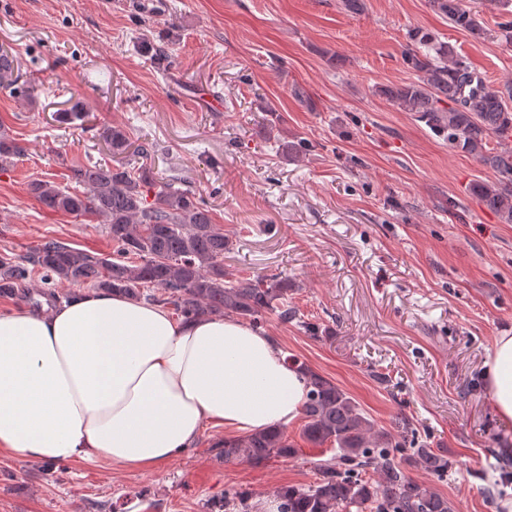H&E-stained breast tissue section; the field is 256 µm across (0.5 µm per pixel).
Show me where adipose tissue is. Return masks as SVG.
Wrapping results in <instances>:
<instances>
[{"label": "adipose tissue", "mask_w": 512, "mask_h": 512, "mask_svg": "<svg viewBox=\"0 0 512 512\" xmlns=\"http://www.w3.org/2000/svg\"><path fill=\"white\" fill-rule=\"evenodd\" d=\"M512 421V336L484 362ZM305 399L275 339L240 321H174L117 293L47 312L0 310V454L33 464L105 459L152 471L206 425L249 435L292 423Z\"/></svg>", "instance_id": "obj_1"}]
</instances>
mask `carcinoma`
I'll return each mask as SVG.
<instances>
[{"instance_id":"obj_1","label":"carcinoma","mask_w":512,"mask_h":512,"mask_svg":"<svg viewBox=\"0 0 512 512\" xmlns=\"http://www.w3.org/2000/svg\"><path fill=\"white\" fill-rule=\"evenodd\" d=\"M437 12L455 28L475 38L484 29L464 0H431ZM411 48L406 65L417 78L409 83L378 87L380 95L404 112H412L438 137L476 158L493 179L472 185L471 194L512 224V85H491L483 73L463 60L456 48L430 31L408 32ZM11 57L0 54V85L15 82ZM114 156L144 157L147 148L132 147L126 130L107 125L101 132ZM495 139L503 147H489ZM22 154V147L0 133V167ZM72 179L84 187L70 191L35 179L31 193L46 208L72 215L94 214L107 224L117 245L105 258L49 240L22 260L0 259V297L19 298L33 306L57 301L54 291L32 295L25 283L28 266L45 270L60 283L83 284L98 291H118L133 299L169 305L183 319L202 315L236 317L259 328L267 314L283 322L297 319L288 304L295 284L280 275L233 278L224 271L228 240L213 222L210 209L189 188L174 180L162 182L145 164L127 162L115 167L88 164L71 169ZM164 291L159 298L152 289ZM306 391L302 438L320 454L316 481L307 487H282L280 512H339L355 507L372 512H454L448 498L408 474L422 467L436 480L452 469L447 456L431 448L405 415L391 428L377 426L357 403L331 380L298 361ZM299 449L280 429L224 440V463L247 460L260 465L274 458L293 457ZM379 478L368 476L369 470ZM497 476H484L485 497L493 512H506L512 484V455L503 449L494 466Z\"/></svg>"}]
</instances>
